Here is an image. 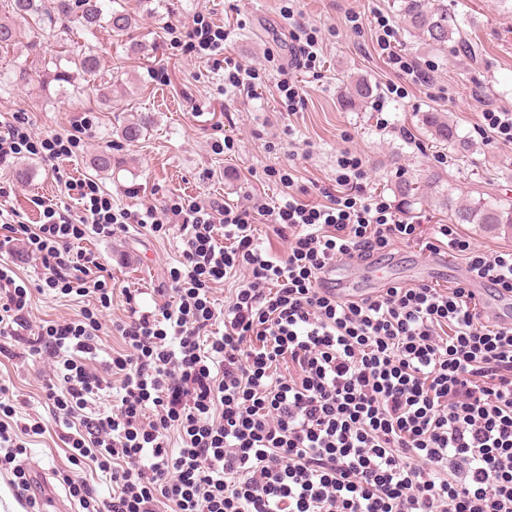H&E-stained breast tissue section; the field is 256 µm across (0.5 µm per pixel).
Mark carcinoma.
Instances as JSON below:
<instances>
[{
    "label": "carcinoma",
    "instance_id": "cac0c4a2",
    "mask_svg": "<svg viewBox=\"0 0 512 512\" xmlns=\"http://www.w3.org/2000/svg\"><path fill=\"white\" fill-rule=\"evenodd\" d=\"M112 0H9L16 20L0 22V53L20 43L23 32L42 29L53 22H60L62 33L71 31L75 23L83 31L104 29L116 37H124L135 28L136 19L131 14L114 9ZM398 13L410 35L435 48H445L455 43L456 48L473 55L475 46L462 36L460 28L451 24L448 0H398ZM100 70V57L92 49H81L60 57L52 71H32L24 68L10 74L0 72V90H8L19 83H54L60 91L67 87L79 89L76 81L80 77L94 76ZM370 98V88L362 79L354 83L352 92L346 98L349 106H359ZM154 125L149 112H140L116 130L124 141L134 142ZM425 125L433 139L453 148L458 145L457 128L448 122L441 112L426 115ZM423 187L430 190L431 200L448 211L453 224H478L487 229L512 227V202L492 196L460 200L452 191L441 189L440 178L428 173L422 179ZM397 191L403 204L410 206L419 199L420 186L407 180L397 183Z\"/></svg>",
    "mask_w": 512,
    "mask_h": 512
}]
</instances>
